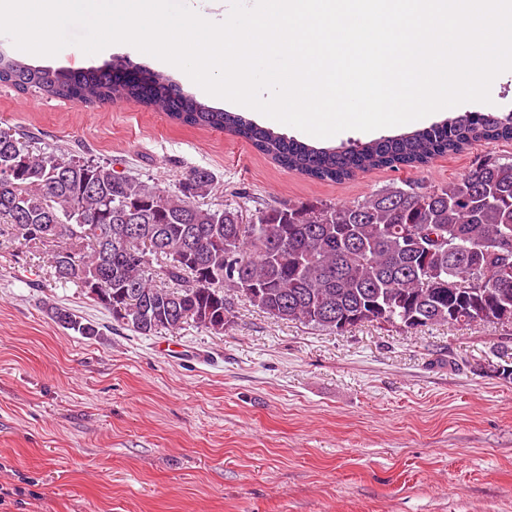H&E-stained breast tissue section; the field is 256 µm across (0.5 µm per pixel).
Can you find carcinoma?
Returning a JSON list of instances; mask_svg holds the SVG:
<instances>
[{
  "label": "carcinoma",
  "instance_id": "cac0c4a2",
  "mask_svg": "<svg viewBox=\"0 0 512 512\" xmlns=\"http://www.w3.org/2000/svg\"><path fill=\"white\" fill-rule=\"evenodd\" d=\"M109 63L81 71L0 58V83L21 93L94 104L126 99L189 127L227 131L280 165L319 181L359 171L416 167L478 141H512V114L465 112L369 142L317 148L236 112L209 107L164 74ZM0 134V217L18 235L50 246L55 277L84 289L112 320L148 336L188 321L224 332L236 283L224 276V245L237 249L257 286L249 301L280 320L330 330L381 322L401 330L477 322L512 324V160H485L461 178L423 189L391 187L351 205L270 207L244 221L242 207H203L194 198L212 177L195 169L176 191L112 166L31 146ZM414 232L421 246L403 247ZM94 238L95 245L82 244ZM452 279L448 288L443 281ZM52 318L82 336L99 328L66 308Z\"/></svg>",
  "mask_w": 512,
  "mask_h": 512
}]
</instances>
